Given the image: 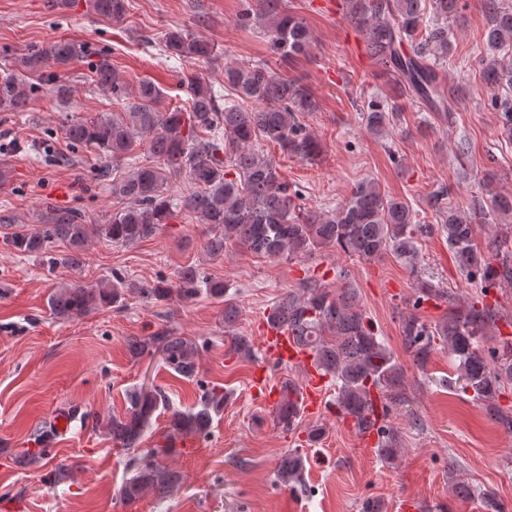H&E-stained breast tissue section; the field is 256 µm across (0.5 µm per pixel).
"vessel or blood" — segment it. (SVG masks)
<instances>
[{
    "instance_id": "vessel-or-blood-1",
    "label": "vessel or blood",
    "mask_w": 512,
    "mask_h": 512,
    "mask_svg": "<svg viewBox=\"0 0 512 512\" xmlns=\"http://www.w3.org/2000/svg\"><path fill=\"white\" fill-rule=\"evenodd\" d=\"M262 343L264 362L256 366L252 372V391L269 406H276L280 399V391L278 385L270 380L268 367L272 364L296 366L305 373L300 390V399L305 411L311 414L320 412L328 378L313 366L309 352L299 347L287 331L269 326L264 329Z\"/></svg>"
}]
</instances>
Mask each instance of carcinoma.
<instances>
[{"instance_id":"cac0c4a2","label":"carcinoma","mask_w":512,"mask_h":512,"mask_svg":"<svg viewBox=\"0 0 512 512\" xmlns=\"http://www.w3.org/2000/svg\"><path fill=\"white\" fill-rule=\"evenodd\" d=\"M126 0H87L88 11L112 20L123 19ZM343 10L363 35L369 56L391 73L404 91L431 112L447 115L458 98L445 86L439 69L448 60L453 43L448 19L455 16L458 0H344ZM487 23L483 42L492 54L482 59L480 77L491 94L490 105L498 114L503 135L512 140V56L493 54L512 51V8L500 0H485ZM257 18L265 24L274 51L295 58L307 51L311 32L299 18L282 8V0H257ZM168 57L207 60L213 49L189 30L174 28L163 37ZM88 61L90 80L100 93L124 102V111L112 116L75 117L63 129L68 142L93 147L117 165L131 159L134 148L147 147L154 163L139 165L112 177V197L123 208L108 224H87L77 209H52L46 223L6 238L5 245L22 255H45L57 242L67 245L61 262L79 268L83 248L94 231L120 245L138 243L154 236L179 214L196 217L211 226L204 251L212 258L224 255L228 244H240L263 258L292 261L319 248L334 247L360 259H378L392 253L415 275L414 303L448 302L441 320L428 324L416 315L402 317V348L421 371H426L437 347L448 350L458 362L456 383L463 392L486 403L490 416L512 430V414L498 404L505 386L512 385V339L499 337L498 346L486 358L477 348L497 323L504 319L500 308L484 298L492 287L512 286V250H498L496 262L475 245L477 225L472 218L446 204L445 188L429 195V206L440 224L417 221L407 202L381 191L371 179L359 181L350 196L332 210L316 212L298 204L300 191L283 180L277 165L254 149L262 139L282 153L314 162L322 155V142L301 120L315 109L311 95L297 79L280 75L265 64L224 67V88L232 97L224 99L206 81L189 79V106L161 112L157 108L160 88L151 79L130 88L112 67L105 50L91 52L80 41L57 42L47 49H31L15 62V70L0 74V110L26 112L37 92L66 101L73 95L64 78L73 64ZM398 110L395 104L374 101L364 119L367 129L380 132ZM187 175L190 191L175 195L171 180ZM493 214L512 219V193L502 194L483 184ZM446 237L448 249L459 271L480 284L482 297L466 305L454 303L452 294L430 278L417 275L421 259L416 239L428 230ZM335 289L308 277L301 287L290 289L269 308L266 321L285 329L296 343L309 350L314 366L336 386V406L358 428L377 416L380 441L377 457L389 464L403 453L402 437L388 421L389 406L405 404L410 387L398 356L379 337L373 321L362 308L358 289L347 271H336ZM152 303L177 296L190 301L201 293L224 300V333L228 352L241 359L255 356L248 336L230 332L239 308L228 298L229 288L220 280L203 275L188 265L178 274V287L165 279L129 281L120 271L95 286L71 284L57 289L48 299L59 317L84 315L104 306H122L127 292ZM132 358L162 353L165 362L190 378L199 365L197 344L163 332L134 336L128 342ZM281 397L273 414L275 426L284 433L295 431L301 410L296 399L298 384L291 378L281 382ZM225 393L209 389L201 403L188 410H171L168 426L156 447L144 449L148 459L120 489L121 501H136L148 492L161 497L172 493L181 475L164 465L180 453L177 443L206 436L212 415L224 407ZM124 415L101 419L85 413L95 428H103L111 440L125 450L138 448L152 429L157 413L169 408L165 391L141 385L130 391ZM34 447L23 451L30 463L46 459V438H33ZM305 460L297 449L282 454L275 468L277 485L296 490L305 486Z\"/></svg>"}]
</instances>
